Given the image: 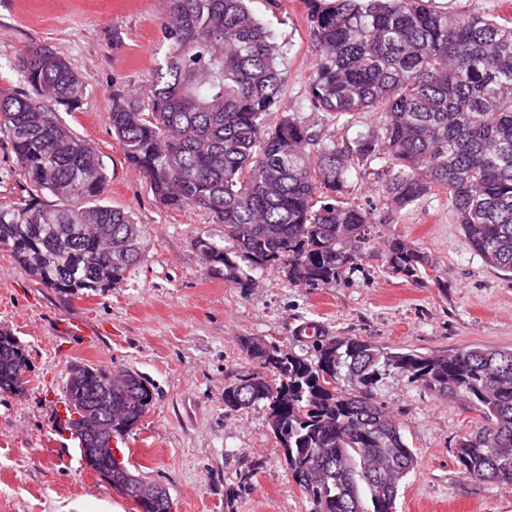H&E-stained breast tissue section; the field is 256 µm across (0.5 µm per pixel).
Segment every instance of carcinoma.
Returning a JSON list of instances; mask_svg holds the SVG:
<instances>
[{
  "instance_id": "cac0c4a2",
  "label": "carcinoma",
  "mask_w": 512,
  "mask_h": 512,
  "mask_svg": "<svg viewBox=\"0 0 512 512\" xmlns=\"http://www.w3.org/2000/svg\"><path fill=\"white\" fill-rule=\"evenodd\" d=\"M317 56L311 125L288 113L274 127L286 75L279 51L247 0H166L167 45L147 103L112 92V133L125 161L168 209L192 206L224 225L199 235L205 274L251 288L280 265L318 288L350 278L369 253L373 228L439 192L486 265L512 276V18L446 14L429 0H304ZM26 90H0V138L16 156L28 199L0 201V248L39 284L66 297L121 284L145 259L140 225L101 196L96 148L57 112L79 107L85 84L57 50L32 45L15 62ZM372 128L336 140L330 129L360 113ZM374 182L381 207L351 198L350 176ZM387 270L419 284L431 262L400 238ZM304 354L261 337L242 345L255 369L224 386V407L267 409L293 481L311 512H396L418 465L400 424L377 400L398 376L478 412L460 438L462 477L512 488V349L467 346L452 354L395 349L328 335L316 321L295 328ZM28 356L0 331V393L23 391ZM72 364L64 386L81 456L127 494L141 479L90 449L121 439L154 394L132 370ZM140 512H170L169 491Z\"/></svg>"
}]
</instances>
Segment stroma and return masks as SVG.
<instances>
[{
    "mask_svg": "<svg viewBox=\"0 0 512 512\" xmlns=\"http://www.w3.org/2000/svg\"><path fill=\"white\" fill-rule=\"evenodd\" d=\"M288 73L283 105L313 123L306 102L316 56L303 0H250ZM161 0H0V88L19 87L12 64L31 44H47L80 73L85 95L62 118L97 149L107 205L142 225L146 259L99 296L64 298L38 284L0 250V329L25 348L30 371L21 394H0V512H138L94 472L66 428L63 386L72 363L129 368L148 382L152 406L118 447L130 469L171 497V512H310L292 480L267 413L224 407V386L252 363L244 337L302 352L292 334L306 320L329 335L358 337L420 353L468 345L512 348V279L470 248L444 194L403 210L377 228L376 242L417 244L435 279L414 285L368 256L351 278L320 288L288 280L281 267L247 289L207 277L197 235L221 237L207 211L170 210L127 166L109 119L112 93L147 98L164 58ZM98 333L95 346L66 333V321ZM378 398L400 422L419 466L404 481L397 512H512V489L461 477L454 447L476 413L388 378Z\"/></svg>",
    "mask_w": 512,
    "mask_h": 512,
    "instance_id": "obj_1",
    "label": "stroma"
}]
</instances>
